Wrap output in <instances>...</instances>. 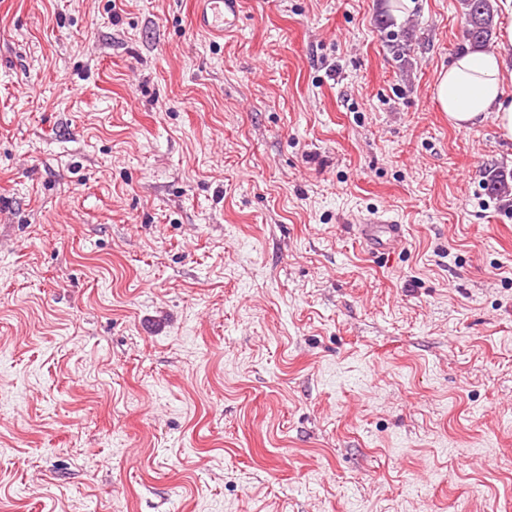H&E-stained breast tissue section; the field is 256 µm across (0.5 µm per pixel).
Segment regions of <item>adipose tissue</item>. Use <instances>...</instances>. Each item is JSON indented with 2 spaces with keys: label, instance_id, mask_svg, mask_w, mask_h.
Segmentation results:
<instances>
[{
  "label": "adipose tissue",
  "instance_id": "obj_1",
  "mask_svg": "<svg viewBox=\"0 0 512 512\" xmlns=\"http://www.w3.org/2000/svg\"><path fill=\"white\" fill-rule=\"evenodd\" d=\"M495 50L472 49L455 57L440 72L432 99L456 129H468L493 120L501 139L512 141V94L505 89L504 55L512 48V25L499 33Z\"/></svg>",
  "mask_w": 512,
  "mask_h": 512
}]
</instances>
